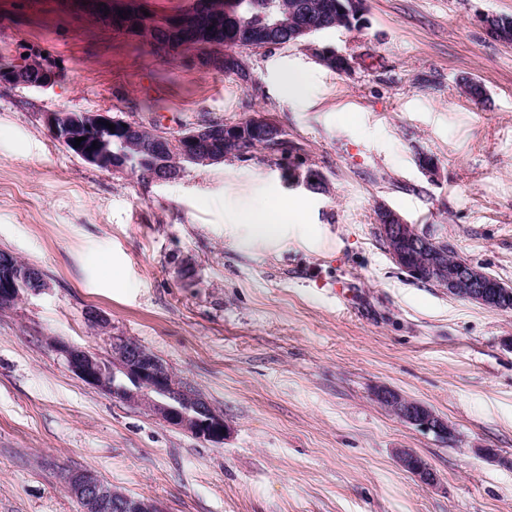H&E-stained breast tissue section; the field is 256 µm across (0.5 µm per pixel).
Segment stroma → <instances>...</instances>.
<instances>
[{"mask_svg": "<svg viewBox=\"0 0 512 512\" xmlns=\"http://www.w3.org/2000/svg\"><path fill=\"white\" fill-rule=\"evenodd\" d=\"M487 13L512 0H367L359 27L315 38L350 72L297 43L238 49V75L184 68L84 0H0V58L44 53L64 73L42 92L0 87V250L48 282L0 311V512H81L63 479L75 468L167 512H512V310L416 282L376 234L391 208L512 285V45L476 24ZM294 72L308 96L286 93ZM57 110L174 133L262 112L288 147L155 182L67 152L43 123ZM292 164L320 169L325 190L289 185ZM280 197L306 225L259 237L238 223ZM112 336L222 413L223 444L85 385L47 347L103 352ZM381 387L452 435L401 422ZM396 458L398 464L416 477L420 483L431 485L436 481L434 471L412 450L399 448L396 450Z\"/></svg>", "mask_w": 512, "mask_h": 512, "instance_id": "stroma-1", "label": "stroma"}]
</instances>
